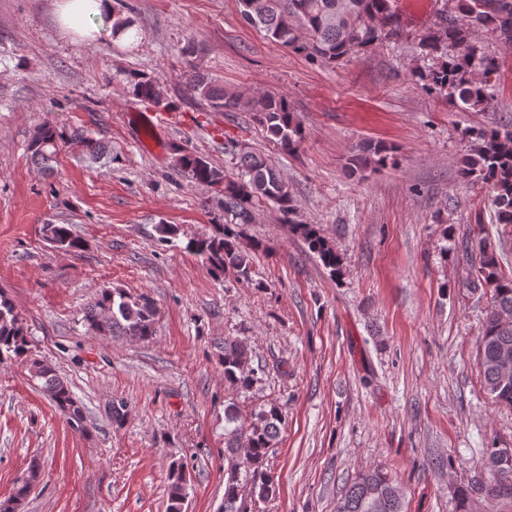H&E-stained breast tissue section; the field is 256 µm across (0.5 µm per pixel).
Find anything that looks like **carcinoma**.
I'll return each mask as SVG.
<instances>
[{
	"instance_id": "carcinoma-1",
	"label": "carcinoma",
	"mask_w": 512,
	"mask_h": 512,
	"mask_svg": "<svg viewBox=\"0 0 512 512\" xmlns=\"http://www.w3.org/2000/svg\"><path fill=\"white\" fill-rule=\"evenodd\" d=\"M242 20L265 32L272 41L291 52L333 67L345 58L367 51L399 37L402 22L392 0H238ZM484 29L496 38L512 44V0H445L434 29L420 40L427 56L438 59L425 76L426 86L436 93H446L448 100L463 111H482L491 100V90L498 78L497 62L471 43L474 29ZM186 92L209 102L225 112L245 111L254 115L282 150L296 151L302 142V127L291 111L287 98L272 94H246L228 91L216 79L192 66L183 73ZM132 94L143 100L161 97L160 84L143 75L128 80ZM61 133L50 124L37 126L30 140L32 159L46 164L57 153ZM228 153L236 160L238 174L227 175L204 157L185 148H176L173 166L196 181L221 188L224 196V224L218 234L192 242L195 253L203 258L210 273L220 278L229 270L246 283L252 282V252L260 243H241V227L255 221V211L262 203L273 205L315 254L330 274L340 276L342 260L334 247L314 224L297 219V204L286 180L263 154L248 147L231 145ZM391 147L382 143H363L348 157L349 172L363 177L380 169L392 158ZM460 176L481 182L492 192V204L500 224H512V125L481 129L475 134L470 153L463 161ZM44 239L57 250L70 251L80 246L68 225L45 224ZM478 261L471 264L473 277L466 288L472 294L490 293L479 338V363L484 389L495 403L511 408L512 388H501L499 356L502 350L512 353V277L503 272L495 248L482 232L475 244ZM157 307L148 295L129 297L118 290L101 291L95 302L84 310L88 329L110 336L118 333L138 340L153 336ZM28 330L13 303L0 294V361L25 358L33 377L43 381V390L55 406L75 425L84 417L67 384L51 366L29 355ZM224 383L238 391L249 390L258 382L260 367L252 365V349L243 339H224ZM225 420L234 424L224 429V457L228 461V479L224 506L220 512H241L238 489L240 450H245L251 493L265 500L275 493L273 480L264 469L269 448L273 447L282 423V409L264 405L256 410L246 427L236 425L234 406L224 410ZM41 476L40 466L31 465L16 482L11 497L0 501V512H19L25 498ZM169 512H184L187 479L184 466L174 462L169 475ZM512 482V462L501 464V449H486L478 467L472 489L479 490L493 482ZM402 495L392 478L375 469L359 474L342 492L336 512H403Z\"/></svg>"
}]
</instances>
